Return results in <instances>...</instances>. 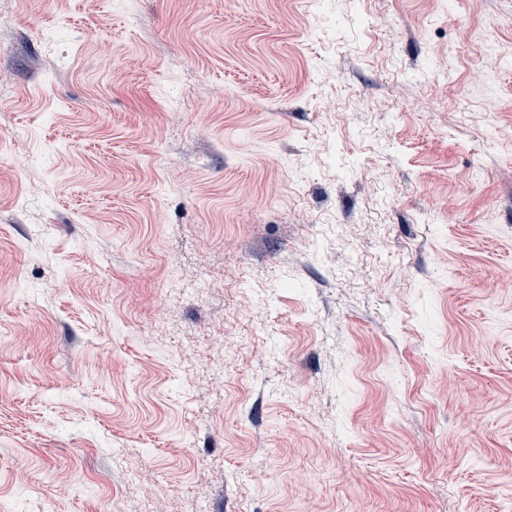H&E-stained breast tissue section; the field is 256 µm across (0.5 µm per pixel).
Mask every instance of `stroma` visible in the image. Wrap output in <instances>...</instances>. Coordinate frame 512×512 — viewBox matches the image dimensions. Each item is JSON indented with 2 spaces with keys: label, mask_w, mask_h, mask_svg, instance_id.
<instances>
[{
  "label": "stroma",
  "mask_w": 512,
  "mask_h": 512,
  "mask_svg": "<svg viewBox=\"0 0 512 512\" xmlns=\"http://www.w3.org/2000/svg\"><path fill=\"white\" fill-rule=\"evenodd\" d=\"M510 279L512 0H0V512H512Z\"/></svg>",
  "instance_id": "1"
}]
</instances>
